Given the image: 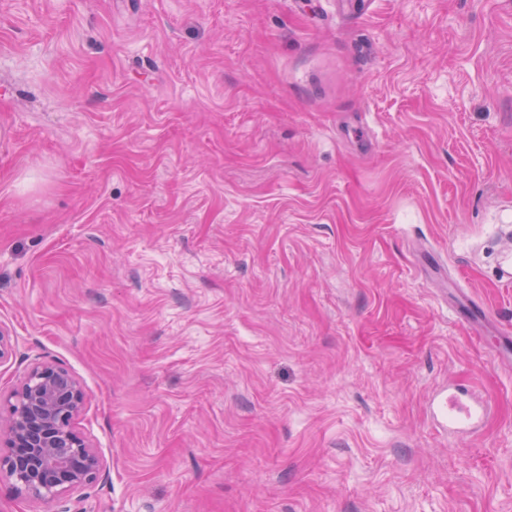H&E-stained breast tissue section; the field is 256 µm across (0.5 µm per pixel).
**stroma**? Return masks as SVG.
<instances>
[{"label": "stroma", "mask_w": 512, "mask_h": 512, "mask_svg": "<svg viewBox=\"0 0 512 512\" xmlns=\"http://www.w3.org/2000/svg\"><path fill=\"white\" fill-rule=\"evenodd\" d=\"M510 225L512 0H0V395L104 464L0 512H512ZM435 423L449 434L468 435L479 430L486 417L483 403L470 401L464 393L435 398L431 404Z\"/></svg>", "instance_id": "35a3bbf8"}]
</instances>
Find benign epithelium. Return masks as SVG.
Here are the masks:
<instances>
[{"mask_svg": "<svg viewBox=\"0 0 512 512\" xmlns=\"http://www.w3.org/2000/svg\"><path fill=\"white\" fill-rule=\"evenodd\" d=\"M87 394L67 370L35 364L0 398V479L19 483L35 501L70 494L96 481L102 462L74 428Z\"/></svg>", "mask_w": 512, "mask_h": 512, "instance_id": "obj_1", "label": "benign epithelium"}]
</instances>
